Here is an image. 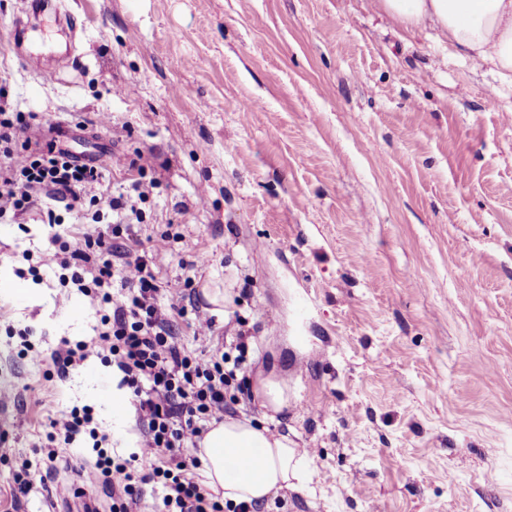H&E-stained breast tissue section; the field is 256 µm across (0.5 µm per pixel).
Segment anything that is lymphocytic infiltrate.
Instances as JSON below:
<instances>
[{
	"label": "lymphocytic infiltrate",
	"mask_w": 512,
	"mask_h": 512,
	"mask_svg": "<svg viewBox=\"0 0 512 512\" xmlns=\"http://www.w3.org/2000/svg\"><path fill=\"white\" fill-rule=\"evenodd\" d=\"M9 89L0 86V221L15 222L40 209L47 224L59 223L56 206L79 210L91 206L92 227L83 244L61 243L40 262L56 265L62 288H74L92 301L110 305L101 327L90 341L63 344L52 355L58 372H67L75 360L96 354L109 359L130 393L139 439L129 457L100 453L83 475L81 486L62 487L63 498L91 497L98 485L112 487V512H132L144 498L145 485L159 487L154 512H253L246 503H222L195 480L198 442L212 422L238 413V372L247 365L249 334L242 326L227 324L233 335L231 350L215 348L198 354L187 348L178 322L190 319L195 335L212 333V318L189 315L183 300L161 306L167 295L154 268L139 247L136 232L143 223L142 205L153 193V153L119 157L115 167L136 170L137 179L112 196L97 194L104 165L78 161L69 152L47 145L38 150L17 143L35 115L7 107Z\"/></svg>",
	"instance_id": "obj_1"
}]
</instances>
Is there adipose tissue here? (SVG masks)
<instances>
[{
  "mask_svg": "<svg viewBox=\"0 0 512 512\" xmlns=\"http://www.w3.org/2000/svg\"><path fill=\"white\" fill-rule=\"evenodd\" d=\"M394 25L421 26L512 81V0H373ZM200 472L224 499L261 504L277 491L301 489L313 472L286 434L270 431L247 417L228 416L212 424L199 443Z\"/></svg>",
  "mask_w": 512,
  "mask_h": 512,
  "instance_id": "adipose-tissue-1",
  "label": "adipose tissue"
}]
</instances>
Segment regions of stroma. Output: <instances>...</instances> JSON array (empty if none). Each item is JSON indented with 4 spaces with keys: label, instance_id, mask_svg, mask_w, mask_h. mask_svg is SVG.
Segmentation results:
<instances>
[{
    "label": "stroma",
    "instance_id": "stroma-1",
    "mask_svg": "<svg viewBox=\"0 0 512 512\" xmlns=\"http://www.w3.org/2000/svg\"><path fill=\"white\" fill-rule=\"evenodd\" d=\"M65 6L70 56L63 20L22 23L24 49L58 70L46 81L6 45L15 0H0V84L38 114L32 146L61 124L87 159L154 152L142 248L181 232L152 256L176 294L182 261L206 259L194 292L215 326L182 327L184 343L209 352L245 320L257 356L238 413L288 433L314 473L265 512H512V83L372 0ZM61 218L0 223V279L23 289L0 292V512H60L61 484L95 458L86 434L48 443L50 420L88 409L124 457L138 440L111 364L53 365L101 319L54 271L30 270L52 235L86 232L82 212ZM263 379L285 385L281 411L263 406Z\"/></svg>",
    "mask_w": 512,
    "mask_h": 512
}]
</instances>
